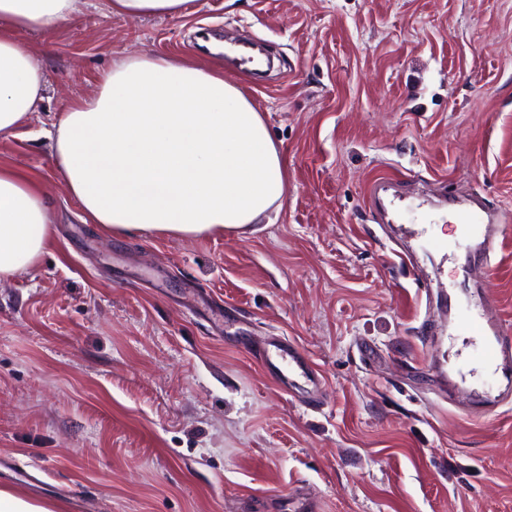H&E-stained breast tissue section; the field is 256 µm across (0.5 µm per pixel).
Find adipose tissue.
<instances>
[{"label": "adipose tissue", "mask_w": 512, "mask_h": 512, "mask_svg": "<svg viewBox=\"0 0 512 512\" xmlns=\"http://www.w3.org/2000/svg\"><path fill=\"white\" fill-rule=\"evenodd\" d=\"M73 19L74 0H0V135L38 107L46 85L13 31ZM48 136L69 195L116 237L242 233L286 199L287 165L261 112L237 83L199 62L113 60L98 96L73 102ZM50 224L35 183L0 168V280L38 260Z\"/></svg>", "instance_id": "obj_1"}]
</instances>
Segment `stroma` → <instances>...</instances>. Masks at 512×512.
<instances>
[{"mask_svg": "<svg viewBox=\"0 0 512 512\" xmlns=\"http://www.w3.org/2000/svg\"><path fill=\"white\" fill-rule=\"evenodd\" d=\"M108 2L16 34L46 88L0 166L39 183L54 233L0 281V488L54 512H512V383L454 328L490 298L512 337V0ZM141 52L263 112L288 171L271 223H84L47 131ZM464 193L505 216L492 257L452 217ZM279 338L320 408L256 352ZM188 0H110L111 10L121 16L179 14ZM278 357L281 358L282 367L274 365L283 384L289 389H298L301 386L296 377L301 376L305 379V385L308 386L305 392L308 396L314 395L320 385V381L315 373L309 368L306 355L291 342L282 343L279 348ZM288 372V373H286Z\"/></svg>", "mask_w": 512, "mask_h": 512, "instance_id": "obj_1", "label": "stroma"}]
</instances>
